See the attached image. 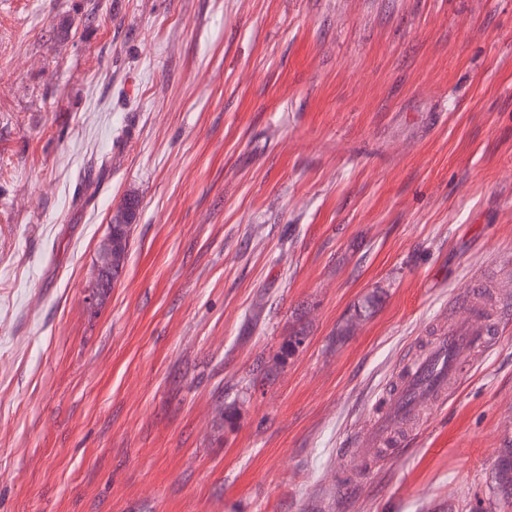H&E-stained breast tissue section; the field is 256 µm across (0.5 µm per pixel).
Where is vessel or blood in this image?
I'll return each instance as SVG.
<instances>
[{
  "label": "vessel or blood",
  "instance_id": "1",
  "mask_svg": "<svg viewBox=\"0 0 512 512\" xmlns=\"http://www.w3.org/2000/svg\"><path fill=\"white\" fill-rule=\"evenodd\" d=\"M496 341L495 324L481 303H473L465 317L451 319L417 363L398 375L373 423L352 441L350 455L364 462L376 459L404 421L424 403L441 401L462 368L483 358Z\"/></svg>",
  "mask_w": 512,
  "mask_h": 512
}]
</instances>
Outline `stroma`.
Segmentation results:
<instances>
[{
	"mask_svg": "<svg viewBox=\"0 0 512 512\" xmlns=\"http://www.w3.org/2000/svg\"><path fill=\"white\" fill-rule=\"evenodd\" d=\"M470 291L512 308V0H0V512H474L512 320L344 478ZM138 206V200L130 196L114 212L109 231V235L112 238V257L106 254L103 255V261L106 266L112 262V271L107 272L100 263V254L106 247V237L98 251L97 269L94 270L93 283L99 284L107 279L108 276H111L113 279L117 278L123 270L129 247L130 229L134 223Z\"/></svg>",
	"mask_w": 512,
	"mask_h": 512,
	"instance_id": "obj_1",
	"label": "stroma"
}]
</instances>
